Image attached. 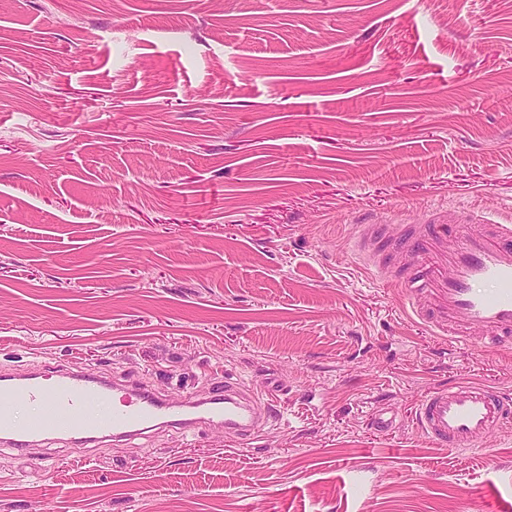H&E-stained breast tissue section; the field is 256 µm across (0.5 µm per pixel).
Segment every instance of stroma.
Here are the masks:
<instances>
[{
	"instance_id": "35a3bbf8",
	"label": "stroma",
	"mask_w": 512,
	"mask_h": 512,
	"mask_svg": "<svg viewBox=\"0 0 512 512\" xmlns=\"http://www.w3.org/2000/svg\"><path fill=\"white\" fill-rule=\"evenodd\" d=\"M440 204L512 207V0H0V376L279 413L0 444V512H512V426L460 450L408 416L512 391V348L354 252ZM206 420L224 428L233 430L238 436L245 438L260 433L276 418V410L271 403L259 397L240 395L228 386H224V394L211 398Z\"/></svg>"
}]
</instances>
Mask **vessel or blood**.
<instances>
[{"mask_svg": "<svg viewBox=\"0 0 512 512\" xmlns=\"http://www.w3.org/2000/svg\"><path fill=\"white\" fill-rule=\"evenodd\" d=\"M434 209L422 224H363L358 230L365 258L382 277L407 295L411 309L437 333L457 340L482 339L489 346L512 344V217L456 222ZM429 300L420 309V300ZM106 381L58 371L53 383L27 375L0 386V441L26 451L50 429L125 440L161 422L189 428L186 404L175 405L140 392L122 396L121 408L99 412L117 396ZM21 398L38 409L33 419L13 418L11 402ZM209 422L240 437L260 433L276 418L271 403L233 389L210 400ZM412 419L427 437L451 448L479 447L491 434L512 425V394L480 383L456 382L430 391Z\"/></svg>", "mask_w": 512, "mask_h": 512, "instance_id": "1", "label": "vessel or blood"}]
</instances>
